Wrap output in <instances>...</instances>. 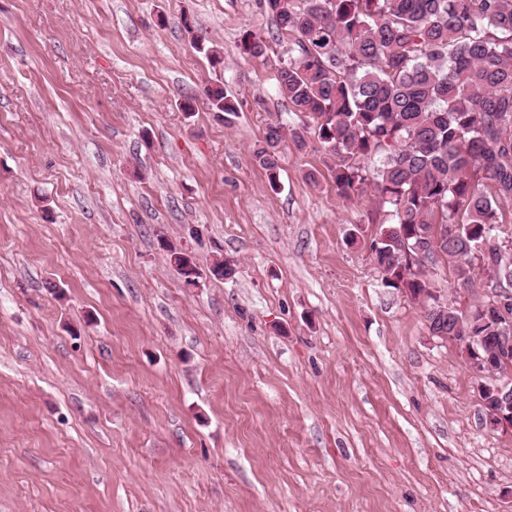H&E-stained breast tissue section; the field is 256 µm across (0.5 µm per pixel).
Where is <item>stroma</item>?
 I'll list each match as a JSON object with an SVG mask.
<instances>
[{
  "label": "stroma",
  "instance_id": "1",
  "mask_svg": "<svg viewBox=\"0 0 512 512\" xmlns=\"http://www.w3.org/2000/svg\"><path fill=\"white\" fill-rule=\"evenodd\" d=\"M290 47L261 0H0V512H512V434L383 285L367 195L312 134L279 190L252 159L300 121ZM169 245L235 272L184 287ZM184 17L189 20L190 16L189 15L182 16L181 21H182V24H183L186 32H188L189 34H192L191 38H192L194 48L198 52L204 53L206 55V57L212 62L213 66H216L217 64L222 63L223 61L219 57L218 52L214 49L213 46H209V43H211V42L208 40V37L206 36V33H205V31H203V28L200 26V24L197 22V32L194 33L192 30L187 28L186 25H184V22H183ZM204 95L211 111L224 112V121L229 122L236 115L238 111L237 101L233 95L224 90V86L220 83L206 87Z\"/></svg>",
  "mask_w": 512,
  "mask_h": 512
}]
</instances>
